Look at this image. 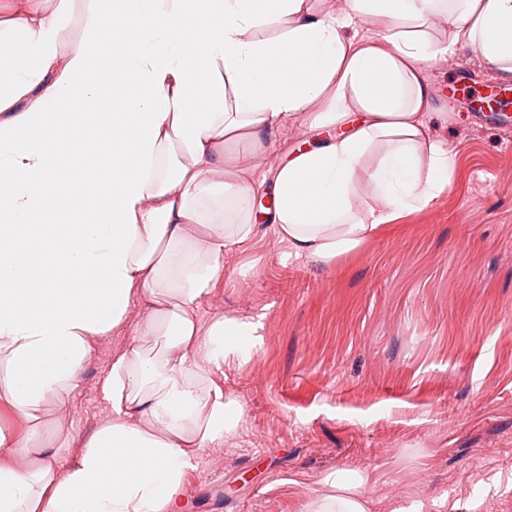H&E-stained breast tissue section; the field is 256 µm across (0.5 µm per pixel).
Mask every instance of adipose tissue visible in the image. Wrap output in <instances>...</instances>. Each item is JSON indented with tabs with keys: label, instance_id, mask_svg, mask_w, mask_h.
Returning a JSON list of instances; mask_svg holds the SVG:
<instances>
[{
	"label": "adipose tissue",
	"instance_id": "ef3b65f1",
	"mask_svg": "<svg viewBox=\"0 0 512 512\" xmlns=\"http://www.w3.org/2000/svg\"><path fill=\"white\" fill-rule=\"evenodd\" d=\"M0 0V403L32 426L63 404L94 338L131 342L101 382L110 412L65 475L0 430V512H185L196 449L235 436L245 406L219 382L260 319L201 329L224 256L258 230L331 264L453 186L432 138L425 73L463 43L512 80V0ZM364 23L368 39L351 35ZM273 37H264V30ZM112 79V111L94 101ZM315 140L269 169L285 121ZM106 164H99V156ZM145 317L130 323L135 303ZM160 337V363L142 343ZM314 512H369L367 476L327 474Z\"/></svg>",
	"mask_w": 512,
	"mask_h": 512
}]
</instances>
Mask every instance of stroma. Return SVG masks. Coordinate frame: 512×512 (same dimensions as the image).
<instances>
[{"label": "stroma", "instance_id": "1", "mask_svg": "<svg viewBox=\"0 0 512 512\" xmlns=\"http://www.w3.org/2000/svg\"><path fill=\"white\" fill-rule=\"evenodd\" d=\"M433 136L458 152L454 185L330 265L289 258L268 225L224 258L201 327L261 317L248 361L224 367L247 410L236 436L197 451L186 512H311L337 470L366 472L371 512H512V129L458 95L496 70L465 44L430 67ZM129 342L94 339L63 409L38 428L0 406V428L73 463L105 419L101 380Z\"/></svg>", "mask_w": 512, "mask_h": 512}]
</instances>
